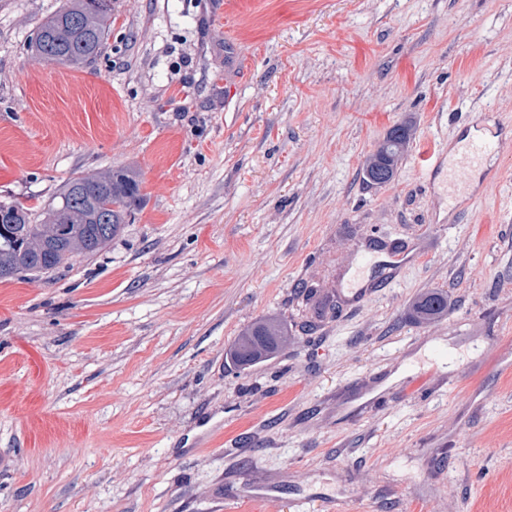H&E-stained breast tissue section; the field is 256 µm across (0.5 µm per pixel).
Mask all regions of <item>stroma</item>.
Instances as JSON below:
<instances>
[{
  "label": "stroma",
  "mask_w": 512,
  "mask_h": 512,
  "mask_svg": "<svg viewBox=\"0 0 512 512\" xmlns=\"http://www.w3.org/2000/svg\"><path fill=\"white\" fill-rule=\"evenodd\" d=\"M63 2L0 0V203L37 224L118 168L143 200L99 253L0 281V512H512V0H112L79 69L29 48ZM483 112L500 175L464 202L419 156ZM371 238L410 261L313 321L301 285L336 295ZM266 317L288 347L237 369ZM411 138L412 128L407 123H397L388 130L383 141L365 161L364 173L371 184L384 186L392 181ZM413 311L421 322H430L448 313V295L440 291H428L414 303Z\"/></svg>",
  "instance_id": "obj_1"
}]
</instances>
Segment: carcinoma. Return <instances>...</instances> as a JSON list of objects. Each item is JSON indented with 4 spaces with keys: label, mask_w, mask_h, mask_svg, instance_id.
I'll use <instances>...</instances> for the list:
<instances>
[{
    "label": "carcinoma",
    "mask_w": 512,
    "mask_h": 512,
    "mask_svg": "<svg viewBox=\"0 0 512 512\" xmlns=\"http://www.w3.org/2000/svg\"><path fill=\"white\" fill-rule=\"evenodd\" d=\"M112 0H66L42 23L31 51L47 62L80 68L101 51L108 34ZM412 138V128L393 125L366 159L364 173L377 186L392 181L398 163ZM143 195L141 180L128 169L108 170L69 179L60 201L48 205L39 224L30 223L31 209L19 202L0 203V279L20 271L41 273L61 259L94 255L104 249L128 218L138 210ZM315 300L319 318L336 313V305L315 286L304 289ZM421 322L448 313V295L428 291L414 303ZM288 330L276 319H260L239 333L230 349L233 364L249 369L281 352Z\"/></svg>",
    "instance_id": "obj_1"
}]
</instances>
